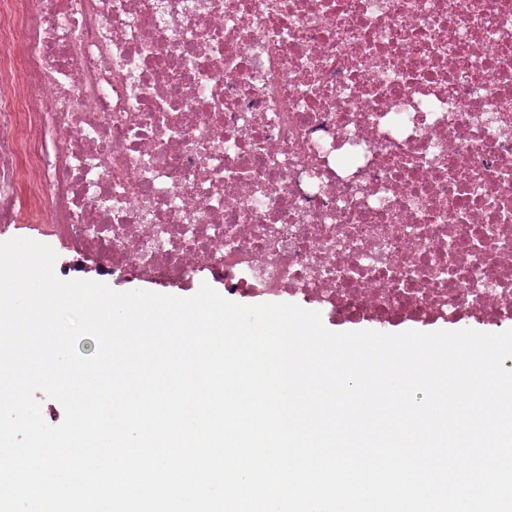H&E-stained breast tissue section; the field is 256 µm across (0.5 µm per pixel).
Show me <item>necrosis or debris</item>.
I'll use <instances>...</instances> for the list:
<instances>
[{
	"label": "necrosis or debris",
	"instance_id": "4bbe7bcc",
	"mask_svg": "<svg viewBox=\"0 0 512 512\" xmlns=\"http://www.w3.org/2000/svg\"><path fill=\"white\" fill-rule=\"evenodd\" d=\"M22 220L116 279L512 328V0H0Z\"/></svg>",
	"mask_w": 512,
	"mask_h": 512
}]
</instances>
